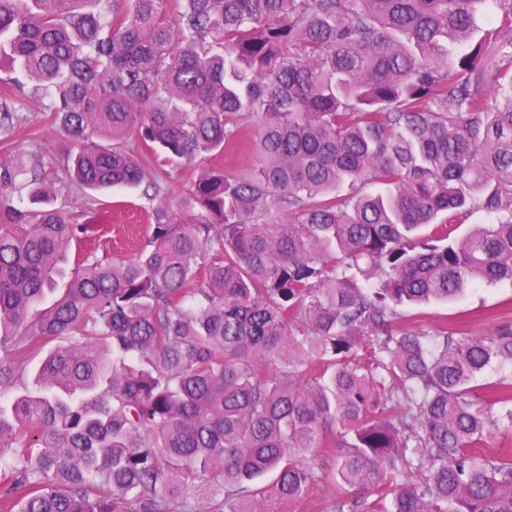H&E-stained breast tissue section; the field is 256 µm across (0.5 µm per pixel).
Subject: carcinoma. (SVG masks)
<instances>
[{
	"instance_id": "obj_1",
	"label": "carcinoma",
	"mask_w": 512,
	"mask_h": 512,
	"mask_svg": "<svg viewBox=\"0 0 512 512\" xmlns=\"http://www.w3.org/2000/svg\"><path fill=\"white\" fill-rule=\"evenodd\" d=\"M101 2L0 0V68L51 91L65 175L103 190L157 152L205 162L238 112L260 162L151 184L150 237L86 253L62 289L93 225L37 173L28 208L0 199V512H198L177 480L210 472L207 512H281L336 480L359 495L328 512H512V459L473 452L512 430V396L474 385L512 366V326L396 327L512 281V54L483 66L512 0L480 38L485 0ZM476 209L491 222L454 236ZM510 376V370L504 366L499 367L498 364H492L487 367L480 375L477 377V383L484 384V389L482 390V395L486 398H495L500 395L501 388L495 386L494 384L498 383L502 380L503 377ZM508 382H511V378L508 377ZM494 385V386H493Z\"/></svg>"
}]
</instances>
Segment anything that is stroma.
Wrapping results in <instances>:
<instances>
[{"mask_svg": "<svg viewBox=\"0 0 512 512\" xmlns=\"http://www.w3.org/2000/svg\"><path fill=\"white\" fill-rule=\"evenodd\" d=\"M50 98L32 99L29 88L14 85L12 73L0 70V170L17 171L15 182H0V195L12 205H29L24 171L36 168L55 180L53 205L65 213L71 223L90 220L99 225V249L102 257L125 256L132 239L146 240L151 213L144 186L113 190L102 195L84 190L63 176L69 140L53 123L48 107ZM231 122L240 136L226 147L218 165L226 177L252 169L259 163L255 146L257 118L249 112L234 114ZM404 323L421 332L445 328L468 336H488L503 324L512 325V284L480 285L468 289L460 298L431 302L407 309Z\"/></svg>", "mask_w": 512, "mask_h": 512, "instance_id": "stroma-1", "label": "stroma"}]
</instances>
